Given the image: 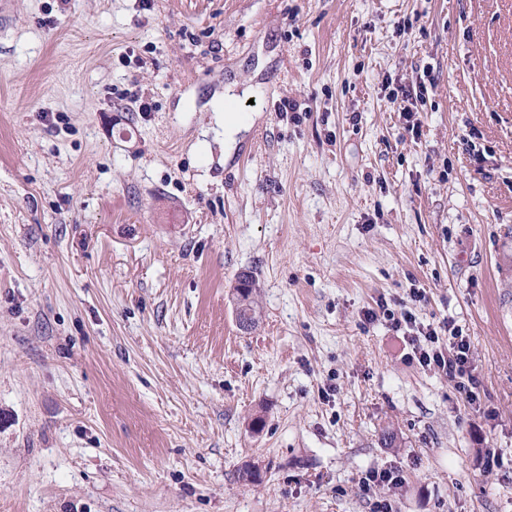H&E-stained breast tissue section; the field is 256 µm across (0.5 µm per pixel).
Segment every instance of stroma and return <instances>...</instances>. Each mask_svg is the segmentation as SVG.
<instances>
[{
	"label": "stroma",
	"instance_id": "1",
	"mask_svg": "<svg viewBox=\"0 0 512 512\" xmlns=\"http://www.w3.org/2000/svg\"><path fill=\"white\" fill-rule=\"evenodd\" d=\"M373 469L512 512V0H0V512H371ZM383 309V315L393 330L402 331L403 338L411 346L414 357L423 368L438 369L449 379L456 382L473 401L477 394L478 377L474 366L469 338L463 336L455 327L450 328L449 322H444V329L448 327V348L439 344V336L433 325L418 324L415 315L407 309L400 308L395 311L388 308L386 302L378 303Z\"/></svg>",
	"mask_w": 512,
	"mask_h": 512
}]
</instances>
